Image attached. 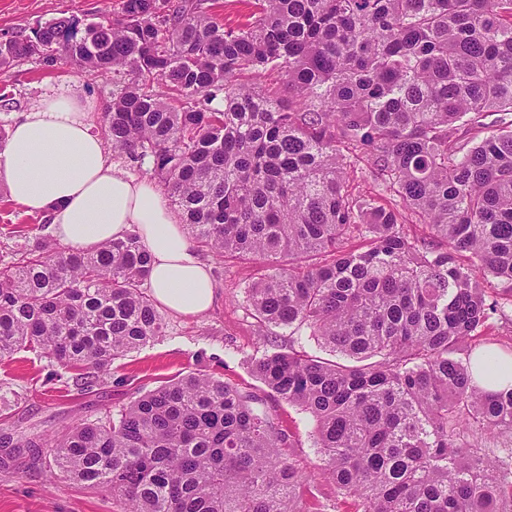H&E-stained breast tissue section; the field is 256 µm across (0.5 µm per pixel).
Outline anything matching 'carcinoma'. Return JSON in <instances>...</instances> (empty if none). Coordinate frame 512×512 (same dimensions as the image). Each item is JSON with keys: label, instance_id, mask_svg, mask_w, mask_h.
Instances as JSON below:
<instances>
[{"label": "carcinoma", "instance_id": "cac0c4a2", "mask_svg": "<svg viewBox=\"0 0 512 512\" xmlns=\"http://www.w3.org/2000/svg\"><path fill=\"white\" fill-rule=\"evenodd\" d=\"M251 6L222 23L212 0H119L1 38L0 68L113 74L104 141L150 165L201 247L262 263L246 291L261 326L335 356L250 366L308 415L356 512H512V385L473 380L512 362L464 346L500 306L484 281L512 298V0ZM245 70L285 74L291 100ZM364 155L399 206L349 189ZM149 264L135 232L83 252L37 239L0 269V360L34 350L91 390L164 333ZM253 400L192 372L24 447L121 512H307L291 439Z\"/></svg>", "mask_w": 512, "mask_h": 512}]
</instances>
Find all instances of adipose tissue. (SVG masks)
Listing matches in <instances>:
<instances>
[{"label": "adipose tissue", "instance_id": "adipose-tissue-1", "mask_svg": "<svg viewBox=\"0 0 512 512\" xmlns=\"http://www.w3.org/2000/svg\"><path fill=\"white\" fill-rule=\"evenodd\" d=\"M79 86L39 98L9 128L0 151V186L27 212L46 216L58 242L77 250L137 232L151 257L155 304L183 316L214 300L210 267L146 177L113 163Z\"/></svg>", "mask_w": 512, "mask_h": 512}]
</instances>
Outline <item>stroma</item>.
<instances>
[{
	"instance_id": "obj_1",
	"label": "stroma",
	"mask_w": 512,
	"mask_h": 512,
	"mask_svg": "<svg viewBox=\"0 0 512 512\" xmlns=\"http://www.w3.org/2000/svg\"><path fill=\"white\" fill-rule=\"evenodd\" d=\"M117 0H0V37L61 16L93 21L111 12ZM80 86L102 120L112 99V79L60 64L46 69L24 62L0 70V127L9 128L27 107L45 94ZM40 215L27 213L0 188V267L15 262L19 250L41 236ZM212 269L215 297L200 317L164 312L163 336L116 360L110 373L92 392L70 384L68 371L35 351H22L0 361V430L11 433L57 434L106 413H115L140 395L191 371H204L255 395L254 409L267 413L292 435L291 450L302 472L320 460L312 446V424L298 407L274 397L251 372L248 358L262 347L264 331L246 302V290L258 267L245 260L216 259L201 252ZM474 350L493 348L512 354V303L487 321L468 341ZM20 468L0 469V512H120L109 491L91 489L51 474L48 460L22 455ZM307 512L321 504L336 512H355L353 498L325 478L306 483L300 491Z\"/></svg>"
}]
</instances>
